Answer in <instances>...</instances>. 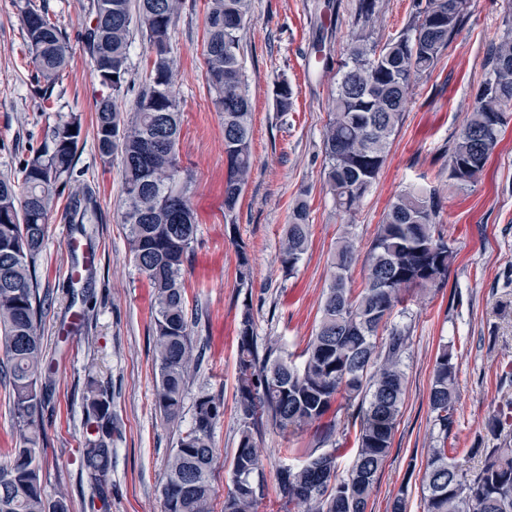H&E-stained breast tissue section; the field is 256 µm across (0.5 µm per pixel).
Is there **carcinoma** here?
I'll return each mask as SVG.
<instances>
[{
    "label": "carcinoma",
    "instance_id": "1",
    "mask_svg": "<svg viewBox=\"0 0 512 512\" xmlns=\"http://www.w3.org/2000/svg\"><path fill=\"white\" fill-rule=\"evenodd\" d=\"M181 0H91L80 34L99 84L96 147L109 160L118 152L123 182L121 224L133 263L152 289L156 373L154 405L164 420L181 418L186 385L197 368L191 331L199 312H188L185 274L197 241L190 184L181 175L178 146L181 112L173 88L170 33ZM469 0H426L405 29L383 45L368 43L366 28L378 0H358L355 30L332 97L323 134L324 187L336 209L351 217L376 182L392 137L406 110L415 77L431 74L462 26ZM28 52L35 64L34 91L59 100L70 58L68 33L34 0L18 3ZM145 27L154 59L132 111L116 99L129 89L130 35L134 22ZM251 21V0H209L206 15L205 78L212 104L222 113L224 221L234 214L253 167L251 102L240 59L241 32ZM485 80L466 125L448 152V179L459 188L477 183L500 143L512 110V27L492 45ZM277 110L286 116L294 92L283 80L275 89ZM82 117L71 112L48 139L30 150L18 172L0 173V367L9 383V401L18 425L10 461L0 466V512H71V503L47 494L40 458L44 396L56 384L46 363L41 336L45 297L40 294L39 259L47 219L55 202L75 180L81 150ZM308 190L299 191L285 225L279 262L292 277L310 243ZM440 201L426 188H408L385 211L367 252L364 286L349 285L356 260L352 225H345L332 254L333 273L324 293L315 335L299 354L302 362L259 349L251 303L243 302L237 334L235 402L240 429L231 465L224 512H254L259 487L253 480L261 461L254 432L266 423L282 431L321 421L337 397L345 399L358 422L356 451L346 477H337L340 448L312 451L296 467L279 472L284 512H367L376 477L391 448L405 394L402 356L407 332L391 323L412 288H439L455 258L440 224ZM97 218L92 199L74 205L75 230ZM237 280L252 287L245 244H237ZM389 330L385 341L379 332ZM453 347L440 346L433 367L429 408L439 428L421 477L426 512H512V413L494 416L499 439L484 448L471 478L460 476V461L449 454L459 390ZM86 438L82 459L93 494L104 500L112 467V410L93 375L83 384ZM223 404L202 391L191 428L181 435L167 462L162 486L164 512H212L214 448L212 432Z\"/></svg>",
    "mask_w": 512,
    "mask_h": 512
}]
</instances>
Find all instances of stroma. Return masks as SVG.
Segmentation results:
<instances>
[{
  "label": "stroma",
  "mask_w": 512,
  "mask_h": 512,
  "mask_svg": "<svg viewBox=\"0 0 512 512\" xmlns=\"http://www.w3.org/2000/svg\"><path fill=\"white\" fill-rule=\"evenodd\" d=\"M91 0H45L57 24L74 41L59 88L60 104L44 102L30 84L33 65L18 18L16 0H0V171L18 169L33 147L68 113L83 117L82 151L74 192L92 191L99 221L77 253L66 220L67 198L48 218L46 247L38 274L47 294L42 336L56 370V385L45 400L41 451L43 479L50 495L63 496L73 512H163L162 485L169 455L192 424L200 392L220 398L224 413L213 433V512H223L231 465L239 441L235 404L236 325L243 301H251L259 345L282 354L300 353L320 317L330 277V256L345 222H352L357 260L351 285L361 288L364 259L390 201L421 185L441 199L440 221L456 260L441 289L411 290L405 312L393 321L408 332L403 356L406 392L389 455L374 485L371 512H386L400 487H407V512H426L417 473L424 469L437 430L429 410L432 370L438 347L451 343L459 387L457 423L448 440L459 460L479 466L482 449L494 441L489 422L512 404V121L497 152L476 184L458 188L441 170L448 150L465 126L484 78L488 48L499 42L512 0H470L468 15L435 70L416 79L403 122L376 183L352 219L339 215L323 186V132L331 91L347 57L357 0H252V20L242 33L241 62L252 102L254 165L233 225L224 222V127L205 79V0H183L171 33L173 79L183 128L179 156L193 188L199 231L185 276L190 308L202 315L193 339L202 360L188 381L182 417L168 423L153 402L155 366L153 319L146 279L133 266L120 221L122 166L103 161L96 149L95 99L101 92L90 62L75 38ZM426 0H380L370 40L397 36ZM327 26L322 54L311 49L317 20ZM153 51L134 33L130 90L118 99L130 111L151 66ZM288 79L294 107L276 112L274 87ZM309 191L311 245L295 277L284 278L278 262L283 228L300 188ZM245 244L252 265V290L241 291L235 275L236 246ZM89 280V309L79 321L66 286L72 271ZM96 376L111 402L112 469L105 507L91 504L81 466L82 386ZM324 431L314 423L295 434L271 426L255 437L262 490L255 512H280L278 473L297 466L316 448Z\"/></svg>",
  "instance_id": "stroma-1"
}]
</instances>
